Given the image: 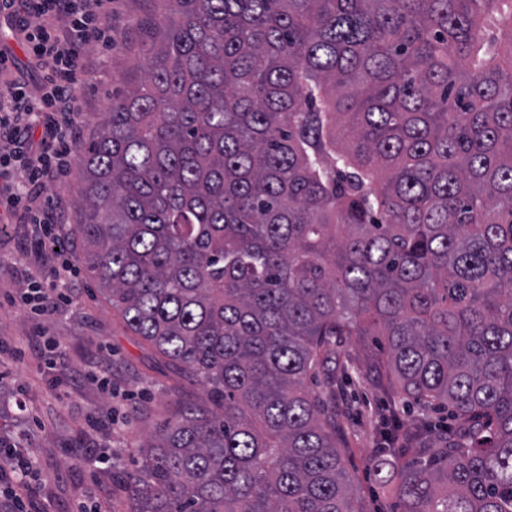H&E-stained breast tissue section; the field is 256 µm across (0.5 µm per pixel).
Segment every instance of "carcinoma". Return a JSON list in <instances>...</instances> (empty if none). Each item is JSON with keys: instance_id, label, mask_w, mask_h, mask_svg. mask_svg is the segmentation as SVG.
Returning <instances> with one entry per match:
<instances>
[{"instance_id": "cac0c4a2", "label": "carcinoma", "mask_w": 512, "mask_h": 512, "mask_svg": "<svg viewBox=\"0 0 512 512\" xmlns=\"http://www.w3.org/2000/svg\"><path fill=\"white\" fill-rule=\"evenodd\" d=\"M153 2L74 258L213 407L140 446L129 512H357L307 385L340 336L456 422L381 421L402 512H512V0Z\"/></svg>"}]
</instances>
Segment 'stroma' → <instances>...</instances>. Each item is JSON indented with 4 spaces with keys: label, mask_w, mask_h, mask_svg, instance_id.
I'll use <instances>...</instances> for the list:
<instances>
[{
    "label": "stroma",
    "mask_w": 512,
    "mask_h": 512,
    "mask_svg": "<svg viewBox=\"0 0 512 512\" xmlns=\"http://www.w3.org/2000/svg\"><path fill=\"white\" fill-rule=\"evenodd\" d=\"M153 9L152 0H112L111 48L86 49L97 66L85 74L80 89L85 135L97 130L113 97L124 91L125 80L140 77L151 55L141 29ZM80 187L81 169L76 166L68 181L49 182L40 197L45 209H60V230L67 235L78 221L74 202ZM35 233V225L20 211L0 235V369L6 373L0 380V437L36 460L27 477L32 488L25 501L28 512H76L80 502L92 498L104 512H128L122 480L137 468L139 445L168 418L174 395L197 401L205 391L133 336L85 275L68 281L73 303L59 315L43 320L30 316L18 304V295L30 275L49 273L54 266L51 255L31 250ZM40 334L61 343V358L50 372L43 371L33 345ZM15 346L22 348L21 358L11 357L9 350ZM107 364L112 367L109 397L85 378L87 371ZM311 387L336 406L337 446L364 512H397L373 469L382 443L380 419L388 408H398L401 424L412 430L429 418V411L395 404L367 375L331 384L321 374ZM112 405L121 409L114 425L104 421ZM94 448L111 450V464H92Z\"/></svg>",
    "instance_id": "stroma-1"
}]
</instances>
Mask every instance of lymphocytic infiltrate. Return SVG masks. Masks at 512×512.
I'll return each instance as SVG.
<instances>
[{
	"instance_id": "lymphocytic-infiltrate-1",
	"label": "lymphocytic infiltrate",
	"mask_w": 512,
	"mask_h": 512,
	"mask_svg": "<svg viewBox=\"0 0 512 512\" xmlns=\"http://www.w3.org/2000/svg\"><path fill=\"white\" fill-rule=\"evenodd\" d=\"M0 14L14 25L27 44L33 67L41 74L37 84L10 80L0 88V178L8 175L14 159L24 161L26 178L8 195L0 194V232H5L17 206L32 213L42 233L38 250L63 248L54 234V218L38 199L47 179L64 175L81 141L78 90L90 63L82 50L91 44L111 46V6L107 0H0ZM22 306L39 317L57 313L70 299L65 289L44 283L28 284ZM32 459L19 450L0 468V489L23 512L26 478Z\"/></svg>"
}]
</instances>
